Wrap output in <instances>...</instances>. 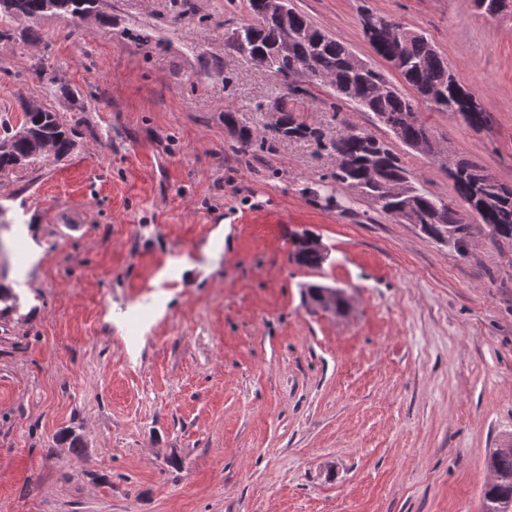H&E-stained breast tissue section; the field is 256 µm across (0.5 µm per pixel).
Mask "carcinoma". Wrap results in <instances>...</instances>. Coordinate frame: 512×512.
I'll return each mask as SVG.
<instances>
[{
  "mask_svg": "<svg viewBox=\"0 0 512 512\" xmlns=\"http://www.w3.org/2000/svg\"><path fill=\"white\" fill-rule=\"evenodd\" d=\"M46 0H6L4 21L10 28H0V39L15 36L25 40L31 29L24 23L47 13ZM96 0H55L53 12L73 15L79 9L91 10ZM249 9L256 23L240 26L244 41L230 45L237 54L252 59L267 56L272 61V75L285 81L299 75L301 62L310 59L324 74L329 75L326 86L336 101L351 104L372 114L376 125L384 127L403 144L410 147L428 130L424 120L414 121L411 115L419 112L424 103L436 112L458 115L466 109L467 99L473 97L468 87L461 83L449 69L448 63L422 33H415L407 41L396 36L395 19L386 14L366 11L360 23L373 22L369 39L372 51L386 59L403 61L398 73L413 91L406 96L397 86L386 94L377 87L390 83L382 70L370 65L364 71L351 66L354 52L342 41L314 26L301 12L291 7L288 20L270 6V0H249ZM21 28H15V25ZM279 126L276 132L284 138L313 137L319 144L341 159L332 173L338 184L356 189L362 196L376 200L375 206L383 213H390L400 205V200L383 192L387 181H400L414 200L416 223L440 237L451 232L448 240L462 246L469 235L470 225L463 221L459 211L448 202L415 186L414 178L400 164L399 158L386 142L363 128L346 129L327 142L316 127L299 120L286 102L276 106ZM224 124L238 131L242 152L255 145L251 130L240 124L237 113L224 112ZM76 128L65 122L59 113L46 108L27 112L19 125L0 124V176L28 169L35 161V146L46 140L54 148L55 156L62 159L72 151ZM457 174L452 177L454 187L465 204V211L477 223L485 225L494 236L512 239V185L500 182L485 166L466 158L456 159ZM494 199L490 209L482 207V196ZM295 260L307 267H318L325 256L311 252L297 241ZM493 473L483 491L484 512H512V446L494 449L486 460Z\"/></svg>",
  "mask_w": 512,
  "mask_h": 512,
  "instance_id": "obj_1",
  "label": "carcinoma"
}]
</instances>
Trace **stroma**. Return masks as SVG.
Masks as SVG:
<instances>
[{
  "label": "stroma",
  "mask_w": 512,
  "mask_h": 512,
  "mask_svg": "<svg viewBox=\"0 0 512 512\" xmlns=\"http://www.w3.org/2000/svg\"><path fill=\"white\" fill-rule=\"evenodd\" d=\"M292 4L396 84L361 12L425 33L494 121H424L512 185V7ZM252 20L248 0H97L0 41V123L34 103L78 131L64 160L0 176V286L17 297L0 317V512H479L486 458L512 442V240L475 224L457 249L337 184L313 141L276 137L286 86L226 42ZM309 90L299 120L373 129ZM389 144L463 209L440 162ZM304 233L320 267L292 258Z\"/></svg>",
  "instance_id": "1"
}]
</instances>
